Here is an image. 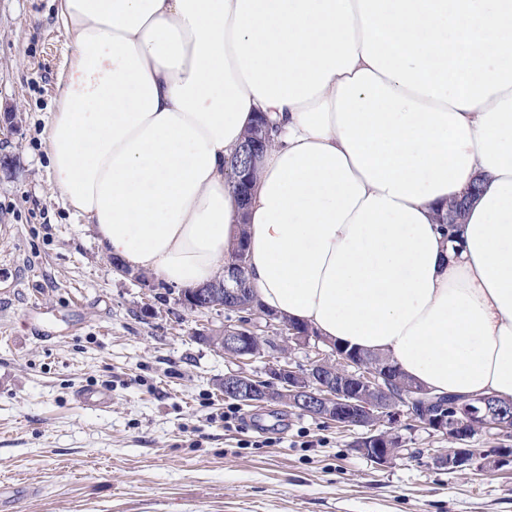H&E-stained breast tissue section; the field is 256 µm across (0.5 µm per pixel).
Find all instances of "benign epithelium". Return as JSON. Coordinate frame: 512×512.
Instances as JSON below:
<instances>
[{
	"mask_svg": "<svg viewBox=\"0 0 512 512\" xmlns=\"http://www.w3.org/2000/svg\"><path fill=\"white\" fill-rule=\"evenodd\" d=\"M257 134L245 141L240 153L248 164L237 168L238 191L247 196L250 168L269 142L267 131L255 126ZM226 274L236 283L248 280L245 255L227 260ZM237 295L227 284H210L186 288L178 297V304L191 311L207 308L221 312L224 308L219 297ZM265 325H260V322ZM282 335L293 349L307 348L315 352L304 367L293 365L286 356H275L272 347L261 342L260 328ZM216 338L221 351L228 358L247 364L264 354L266 378L256 379L242 369L224 375V397L244 403L278 402L288 404L293 411L330 420L336 425H352L349 415L355 413L368 428L355 452L368 457L379 465L393 461L400 453L398 437L390 432H378L374 428L377 419L392 418L400 413L401 403L386 398L383 380L387 371L379 366L366 367L359 360L335 349L333 342L312 335L309 329L300 328L287 319L257 306L249 312H241L229 323L198 331V340L209 343ZM426 426L447 437L453 445L433 457L434 464L450 472L470 470L475 466L501 469L512 464V448H499L494 455L478 453L471 446L477 436L495 440L512 439V412L505 415L502 407L488 396H453L443 405L440 413L426 418Z\"/></svg>",
	"mask_w": 512,
	"mask_h": 512,
	"instance_id": "obj_1",
	"label": "benign epithelium"
}]
</instances>
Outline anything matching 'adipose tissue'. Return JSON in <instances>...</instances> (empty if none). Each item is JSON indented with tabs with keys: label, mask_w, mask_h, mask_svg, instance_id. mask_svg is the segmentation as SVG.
<instances>
[{
	"label": "adipose tissue",
	"mask_w": 512,
	"mask_h": 512,
	"mask_svg": "<svg viewBox=\"0 0 512 512\" xmlns=\"http://www.w3.org/2000/svg\"><path fill=\"white\" fill-rule=\"evenodd\" d=\"M54 3L50 190L106 253L193 287L245 241L263 309L512 401V0ZM259 117L244 203L224 160Z\"/></svg>",
	"instance_id": "ef3b65f1"
}]
</instances>
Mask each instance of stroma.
<instances>
[{
    "instance_id": "35a3bbf8",
    "label": "stroma",
    "mask_w": 512,
    "mask_h": 512,
    "mask_svg": "<svg viewBox=\"0 0 512 512\" xmlns=\"http://www.w3.org/2000/svg\"><path fill=\"white\" fill-rule=\"evenodd\" d=\"M65 52L52 0H0V512H512V471L436 468L448 440L404 416L378 424L408 449L384 466L283 405L225 425L235 364L195 338L220 316L113 272L50 192Z\"/></svg>"
}]
</instances>
